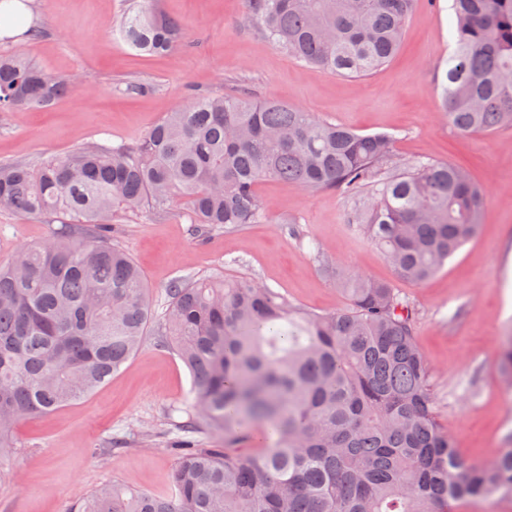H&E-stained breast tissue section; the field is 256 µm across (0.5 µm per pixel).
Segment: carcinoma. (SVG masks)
I'll list each match as a JSON object with an SVG mask.
<instances>
[{
    "label": "carcinoma",
    "mask_w": 512,
    "mask_h": 512,
    "mask_svg": "<svg viewBox=\"0 0 512 512\" xmlns=\"http://www.w3.org/2000/svg\"><path fill=\"white\" fill-rule=\"evenodd\" d=\"M244 20L306 65L361 77L398 51L416 0H245ZM456 44L440 114L462 134L512 127V0H452ZM124 42L167 54L185 25L140 0ZM12 48L0 53V112L47 108L74 86ZM393 138L361 134L273 99L194 93L135 143L80 146L31 166L0 164V208L53 216L61 235L0 264V469L22 419L92 394L155 321L141 272L110 242L117 209L162 211L180 199L194 234L267 217L265 181L356 199L353 223L397 274L423 283L475 237L485 195L449 163L395 174ZM347 297L317 314L252 277L181 279L158 327L193 379L200 419L172 442L171 493L104 487L78 512H453L465 500L512 498V445L483 462L457 451L437 421L416 314L388 282L338 266ZM498 372L512 377V334ZM255 426L274 446L238 443ZM203 427L224 447L197 448Z\"/></svg>",
    "instance_id": "obj_1"
}]
</instances>
